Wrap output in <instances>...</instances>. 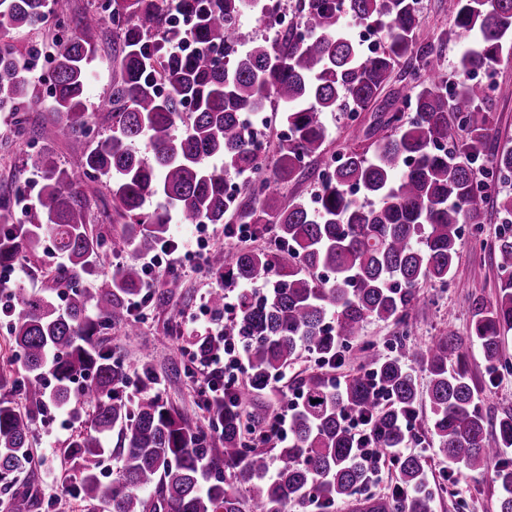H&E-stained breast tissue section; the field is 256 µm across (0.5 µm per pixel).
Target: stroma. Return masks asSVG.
I'll list each match as a JSON object with an SVG mask.
<instances>
[{
    "instance_id": "obj_1",
    "label": "stroma",
    "mask_w": 512,
    "mask_h": 512,
    "mask_svg": "<svg viewBox=\"0 0 512 512\" xmlns=\"http://www.w3.org/2000/svg\"><path fill=\"white\" fill-rule=\"evenodd\" d=\"M98 51L89 65V81L84 102L95 112V124L88 136L90 145H97L110 132L111 122L99 112L100 100L112 89L114 52L112 27L103 25L96 32ZM495 80L498 92L494 104L498 140L512 144V60L501 62ZM327 131L326 151L336 154L349 149L373 151L382 131L372 130L370 112H327L323 115ZM27 140L16 137L6 113H0V192L22 182L28 195H37L41 184L28 180L21 171V158L28 152ZM500 221L493 211H486L480 234H473L471 225L461 227L459 261L448 285H425L421 290V304L411 315L407 325L391 321H373L366 325L363 335L341 350L333 371L336 378L353 373L359 363V349L372 345L382 353L394 356L399 352L400 337L419 343L430 342L434 336L451 330L461 338H468L471 328V303L474 297L494 300L498 292L499 272L494 253ZM52 245H44L37 257L22 261L10 288L36 287L45 292L51 271L57 264ZM223 289L229 301H236L240 289L228 281L217 280L206 270L190 269L177 281L159 278L154 293L156 299L142 308V319L137 335H127L119 327L107 333V345L120 355L127 367L129 382L126 392L138 396L139 379L144 369H151L157 379L156 392L170 406L178 409L195 426L209 429L206 414L197 405L195 385L185 370L186 347L192 341L196 328L192 316L197 312L203 295L213 287ZM469 375L484 395L483 413L488 421H496L504 413L512 412V374L504 372L489 379L486 364L478 346L466 348ZM315 356L301 353L289 367L275 389H266L256 395L249 411L253 420L264 421L280 412L293 398L297 378L320 372ZM431 414L428 407L417 405L411 423L415 428V452L428 460L427 477L434 491V512H498L501 490L488 475L465 473L463 479L448 476V461L438 450V443L428 431ZM88 426L87 415L73 416L68 426L49 422L45 415H37L33 423V451L40 465L31 480L37 492V504L32 512H93L92 505L82 502L71 492L78 465L69 457L72 438Z\"/></svg>"
}]
</instances>
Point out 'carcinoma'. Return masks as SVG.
Wrapping results in <instances>:
<instances>
[{"mask_svg": "<svg viewBox=\"0 0 512 512\" xmlns=\"http://www.w3.org/2000/svg\"><path fill=\"white\" fill-rule=\"evenodd\" d=\"M243 2L100 0L72 28V0H0V30H37L52 18L68 32L51 77V112L65 116L64 123L28 128L27 113L43 104L28 72L36 46L23 52L0 46V112L10 115L18 135L62 136L81 159V170L73 172L42 150L29 153L22 168L42 174L38 195L19 209L21 189L0 194V266L36 256L45 240L67 261L51 277L53 287L65 289L64 308L47 295L14 291L20 312L10 336L23 374L0 372V389L23 386L31 407L0 398V488L11 491L6 512L33 507L34 494L11 487L35 465L34 413L48 402L93 408L88 429L70 443L82 460L74 491L107 512H306L314 502L321 512H336L337 503L352 499L359 512H433L421 454L395 456L399 488L391 494L361 497L368 473L342 419L346 412L366 417L369 441L382 451L404 447L403 421L415 413L419 371L428 376L425 403L439 452L467 471L490 474L502 489L498 512H512V460L500 458L512 448V414L488 434L462 339L452 331L427 345L402 346L396 357L365 345L357 373L338 386L321 374L299 379L292 434L276 443L274 456L262 449L271 439L257 436L250 445L243 438V408L301 352L334 363L340 346L368 323L407 324L422 285L448 283L461 225L483 223L488 199L503 224L498 293L493 302L473 299L470 335L490 376L512 373L502 350L512 332V194L502 190L512 174V145L497 146L493 117L496 68L512 55V0H455L448 37L468 46L453 75L438 68L440 45L417 37L419 0H302L299 31L277 32L274 45L245 49L234 36ZM348 19L377 30L382 48L365 51L347 32ZM106 21L119 38L112 90L101 104L112 129L93 148L84 92L94 33ZM186 41L194 52L173 50ZM400 66L416 82L407 119L394 94L382 96ZM475 72L485 81H472ZM271 101L281 106L289 135L271 175L260 178L249 118ZM343 107L374 112V126L390 134L370 156L352 150L333 156V175L318 183L316 207L300 199L280 204L281 185L315 174L312 165L325 155L323 113ZM226 170L256 176L244 187L246 201L228 197ZM101 177L112 216L123 221L119 242L133 254L168 241L174 214L184 224H222L231 213L257 235L274 233L270 252L231 239L229 253L218 248L208 259L216 277L243 286L224 336L240 342L250 373L248 387L230 389L206 408L215 437L150 394L156 378L148 369L142 395L128 396L124 363L104 346L112 326L137 329L131 306L143 273L131 258L94 291L79 286L108 247L87 223L85 183ZM150 197L163 204L145 209ZM257 282L270 285L263 299L246 289ZM46 368L56 381L48 394ZM85 374L92 375L89 382L71 392L73 380ZM378 385L384 402L376 399ZM114 430L120 465L104 480L98 464ZM152 486L157 498L148 501L141 491Z\"/></svg>", "mask_w": 512, "mask_h": 512, "instance_id": "cac0c4a2", "label": "carcinoma"}]
</instances>
